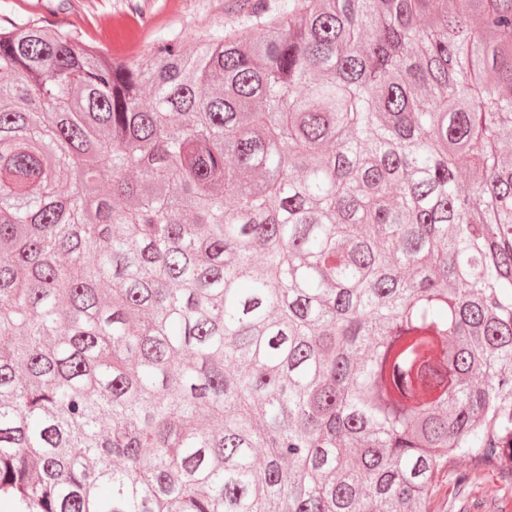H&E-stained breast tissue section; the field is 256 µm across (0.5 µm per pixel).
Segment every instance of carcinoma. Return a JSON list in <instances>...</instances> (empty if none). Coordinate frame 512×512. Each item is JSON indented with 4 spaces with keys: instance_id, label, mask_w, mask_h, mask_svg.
<instances>
[{
    "instance_id": "cac0c4a2",
    "label": "carcinoma",
    "mask_w": 512,
    "mask_h": 512,
    "mask_svg": "<svg viewBox=\"0 0 512 512\" xmlns=\"http://www.w3.org/2000/svg\"><path fill=\"white\" fill-rule=\"evenodd\" d=\"M512 0H279L110 59L0 24V494L430 512L512 472Z\"/></svg>"
}]
</instances>
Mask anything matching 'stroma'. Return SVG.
<instances>
[{
  "label": "stroma",
  "mask_w": 512,
  "mask_h": 512,
  "mask_svg": "<svg viewBox=\"0 0 512 512\" xmlns=\"http://www.w3.org/2000/svg\"><path fill=\"white\" fill-rule=\"evenodd\" d=\"M167 0H0V16L34 18L52 27H77L86 42L107 55L135 58L158 40L181 34L190 40L216 23L232 28L255 9L257 0H183L168 11ZM465 512H512V475L483 468L465 491L441 481L431 501L432 512H452L455 503Z\"/></svg>",
  "instance_id": "1"
}]
</instances>
